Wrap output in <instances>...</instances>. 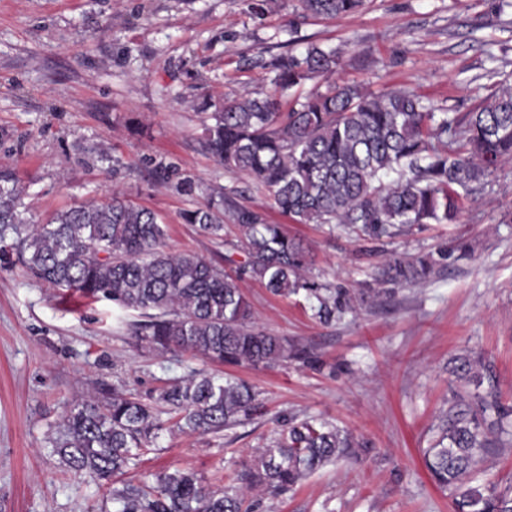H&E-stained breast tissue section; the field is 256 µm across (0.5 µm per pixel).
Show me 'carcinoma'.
I'll return each mask as SVG.
<instances>
[{"label": "carcinoma", "mask_w": 512, "mask_h": 512, "mask_svg": "<svg viewBox=\"0 0 512 512\" xmlns=\"http://www.w3.org/2000/svg\"><path fill=\"white\" fill-rule=\"evenodd\" d=\"M363 0H300L303 14L338 18ZM343 51L311 45L273 65L275 93L224 100L204 127V148L229 172L254 177L281 213L303 224L357 227L381 242L421 224H456L462 200L475 198L498 165L512 158V85L499 86L470 112H450L406 90L375 95L340 80ZM323 78L325 90L281 109L279 93ZM26 187L0 167V242L38 279L73 289L91 301L110 300L138 314L136 342L159 352L187 353L229 366L269 368L311 352L252 320L237 281L249 275L274 296L302 295L329 323L346 309L345 291L305 275L307 249L268 221L264 210L232 213L240 231L230 244L245 260L224 262L230 274L190 252L165 249L166 225L151 209L115 193L37 222L25 216ZM188 224L224 239V192L183 214ZM448 259L392 258L379 283H423ZM452 375L474 390L456 392L444 428L425 450V466L453 498L455 512H512V496L492 483L475 484L496 451L512 443L496 376L481 358L456 359ZM167 418H162V415ZM263 414L259 393L244 380L204 370L163 383L146 396L118 388L73 404L49 438L66 470L112 487L115 512H254L260 488L279 495L328 463L354 454L344 430L313 418L275 420L271 444L257 448L237 474L238 487L216 492L203 477L175 468L142 489L117 479L135 467L159 435L218 434Z\"/></svg>", "instance_id": "cac0c4a2"}]
</instances>
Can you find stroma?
Instances as JSON below:
<instances>
[{
  "mask_svg": "<svg viewBox=\"0 0 512 512\" xmlns=\"http://www.w3.org/2000/svg\"><path fill=\"white\" fill-rule=\"evenodd\" d=\"M311 44L344 49L347 82L413 91L453 112L512 84V6L503 0H364L337 19L303 15L298 0H265L259 16L250 0H0V166L26 185L36 219L117 191L160 215L168 251L219 266L239 236L233 207H263L310 246L315 278L355 295L375 287L390 255L447 251L433 279L355 303L328 325L302 298L241 279L255 321L310 347L322 367L233 368L259 391L263 415L219 434L164 431L122 480L140 485L179 467L221 491L269 442L273 418L316 417L367 448L264 497L259 512H453L424 451L460 387L454 358L490 360L512 406V159L458 224L381 243L339 224L296 223L250 176L227 172L205 151L203 124L224 98L272 94L270 61ZM161 164L176 175L160 178ZM185 177L192 191L181 189ZM219 187L229 195L220 242L182 219ZM125 316L111 301L35 278L15 251L0 252V512H114L97 481L66 471L52 451L66 410L116 386L143 396L159 379L204 366L135 344Z\"/></svg>",
  "mask_w": 512,
  "mask_h": 512,
  "instance_id": "obj_1",
  "label": "stroma"
}]
</instances>
